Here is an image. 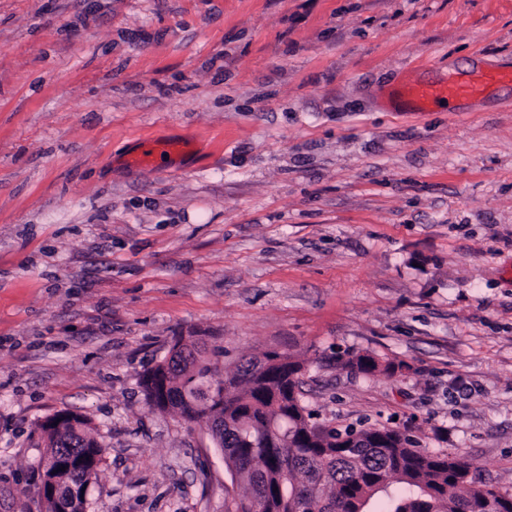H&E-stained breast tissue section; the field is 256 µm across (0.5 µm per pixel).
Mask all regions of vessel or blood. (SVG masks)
<instances>
[{
    "label": "vessel or blood",
    "mask_w": 512,
    "mask_h": 512,
    "mask_svg": "<svg viewBox=\"0 0 512 512\" xmlns=\"http://www.w3.org/2000/svg\"><path fill=\"white\" fill-rule=\"evenodd\" d=\"M512 86V67L495 69H461L452 78L440 82L407 83L396 90L398 97L408 101L413 111L429 112L442 103H457ZM177 147L156 141H146L135 156L136 163L154 169L166 159L177 155Z\"/></svg>",
    "instance_id": "1"
}]
</instances>
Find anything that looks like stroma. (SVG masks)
<instances>
[{"instance_id":"1","label":"stroma","mask_w":512,"mask_h":512,"mask_svg":"<svg viewBox=\"0 0 512 512\" xmlns=\"http://www.w3.org/2000/svg\"><path fill=\"white\" fill-rule=\"evenodd\" d=\"M506 65L512 0H0V512H40L60 410L103 446L87 512H224L207 427L140 388L191 335L512 491V89L393 102ZM508 86H512V67L473 68L458 70L448 81L407 83L395 94L408 101L413 112H431L439 104L469 100ZM168 145L152 140L144 142L139 152L135 155V162L149 170L158 167L167 157L172 159L180 152V148ZM336 362L361 373L370 374L379 369V363L370 355L345 353L336 356Z\"/></svg>"}]
</instances>
